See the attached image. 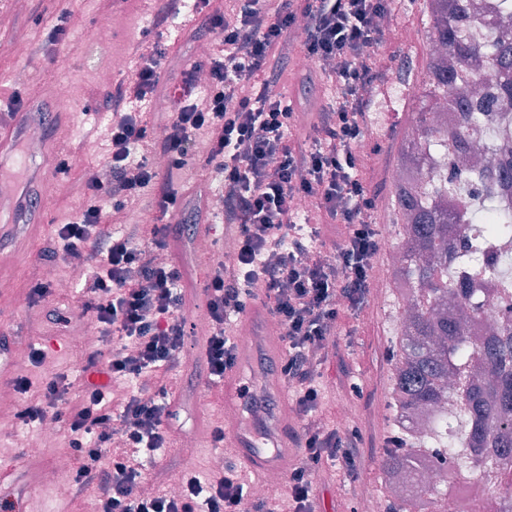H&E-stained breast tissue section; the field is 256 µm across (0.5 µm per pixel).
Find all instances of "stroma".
Wrapping results in <instances>:
<instances>
[{
    "label": "stroma",
    "mask_w": 512,
    "mask_h": 512,
    "mask_svg": "<svg viewBox=\"0 0 512 512\" xmlns=\"http://www.w3.org/2000/svg\"><path fill=\"white\" fill-rule=\"evenodd\" d=\"M163 0H7V8L14 16L12 28L0 32V110L5 109L11 90L23 97H35L46 102L54 100L55 74L53 63L56 53L48 42L51 28L61 14L69 16L72 57L71 83L77 101H84L86 91L98 82L97 73L105 64L108 54L129 55L132 43L143 40L154 12ZM394 27L408 31V40L388 39L384 51L393 53L392 68L386 81L378 85L377 96L368 98V138L372 148L367 153L364 176L371 185L376 200L375 222L383 242L392 245L400 238L401 226L395 205L391 170L398 165L406 143L411 140L420 99H403L398 95L413 69L427 64L428 32L426 28V0H395ZM110 26L112 42L107 54H93L92 40L102 26ZM208 31H195L191 19H183L171 33L169 56L166 62L161 98L172 99L180 81L182 69L197 59L196 46L210 41ZM22 41L39 46L38 54L19 59L8 50L10 43ZM46 124L55 125L53 144L83 142L84 147L71 159L68 177L56 180L57 195L50 209L51 219L44 224H23L0 239V250L11 251L15 262L0 266V337L16 340L20 336L32 337L45 352L41 363L18 362L8 347H0V388L11 386L18 377L28 378L33 388H40L57 376L75 377L71 363L68 338L72 333L94 334V326L71 320L58 323L55 313L61 304L76 301L75 292L58 293L39 304H31L27 294L28 275L33 266L53 264L59 275L70 272V264L60 258L43 259L58 225L67 223L79 210L82 198L76 184L89 167L98 164L107 150L106 116H87L75 111L63 118L45 113ZM184 224L179 240L172 248L177 262L184 267L189 282L184 295L187 301L185 316L193 331L188 345L202 352L205 337L194 329L195 323L205 317L203 304L197 297L208 275L188 264V251L198 239L192 210L181 216ZM372 301L359 319L348 321L344 335L338 336L336 345L322 369V383L326 391L323 412L328 421H336L341 410L352 413L349 431L358 435L363 465L371 470V484L354 488L343 487L342 476L324 474L317 484L322 512H357L362 500H369L372 512H386L389 493L382 467V455L388 446L394 425L390 413L375 414L373 406L379 395L389 394L393 376L391 351L399 336L398 317L402 297L397 279L375 278L371 291ZM173 392L179 413L173 422V437L169 448L156 462L157 468L170 471L187 470L207 477L214 471L212 460L223 456V448L212 440L214 426L224 424L223 385L209 384L207 378L196 373L194 366L184 365L169 373L165 379ZM207 389L211 401L206 408L194 407L191 395L195 389ZM38 427L14 426L0 433V464L11 465L12 472L4 484L15 499L22 503L24 512H90L89 499H77L69 487L44 484L41 476L50 469L59 452L68 451L65 432H58L46 444L45 453L36 460L24 454L28 441L37 438ZM197 441L192 453L181 447L184 437Z\"/></svg>",
    "instance_id": "1"
}]
</instances>
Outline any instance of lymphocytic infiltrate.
I'll use <instances>...</instances> for the list:
<instances>
[{
	"label": "lymphocytic infiltrate",
	"instance_id": "obj_1",
	"mask_svg": "<svg viewBox=\"0 0 512 512\" xmlns=\"http://www.w3.org/2000/svg\"><path fill=\"white\" fill-rule=\"evenodd\" d=\"M185 6V0H166L152 21L159 37L141 52L139 67L100 93L99 107L109 118L105 163L111 181L84 182V207L59 225L49 248L53 256L77 257L88 267L78 302L103 347L88 355V378L80 387L61 375L35 392L27 378L15 379V390L32 395L17 418L28 424L50 417L64 426L74 451L72 484L77 492L92 491L94 512H240L247 501L254 512H319L316 471L328 464L352 482L361 465L354 434L318 414L320 369L347 314L367 302L382 249L358 147L369 132L366 91L389 72V56L375 47L394 24L393 3L196 0L212 49L184 72L182 82L192 92L177 99L159 137L137 106L164 77L162 35ZM293 35L334 89L304 140L289 134L295 101L279 89ZM202 71L209 83L198 92ZM201 146L206 165L223 181L224 218L238 227L234 257L219 263L205 285L203 372L210 382L223 381L237 362L231 324L246 301L262 305L279 326L280 379L292 393L301 451L285 494L273 499H255L232 465L212 478L184 474L176 496L140 492L143 453L168 442L172 410L164 377L179 363L186 336L180 269L144 259L167 250L178 231L170 218L179 192L162 180L154 159L161 155L168 165L184 166ZM145 195L156 223L119 234L103 223L104 209L122 213ZM323 224L342 225L339 238L320 241ZM118 379L134 381L135 390L113 398L110 383Z\"/></svg>",
	"mask_w": 512,
	"mask_h": 512
}]
</instances>
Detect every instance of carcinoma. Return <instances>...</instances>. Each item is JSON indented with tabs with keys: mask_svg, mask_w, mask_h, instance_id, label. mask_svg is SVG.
Instances as JSON below:
<instances>
[{
	"mask_svg": "<svg viewBox=\"0 0 512 512\" xmlns=\"http://www.w3.org/2000/svg\"><path fill=\"white\" fill-rule=\"evenodd\" d=\"M498 3L496 31L489 42L479 44L469 35L475 9L468 0H427L430 40L446 48L448 58L429 55L417 132L419 140L432 144L448 139V152L455 160L470 154V141L482 130L478 114L512 111V0ZM453 90L469 117L453 129H438L430 122V109ZM454 175L465 177L471 196L483 197L484 213H474L471 219H484L492 208L485 186L470 180L469 171L458 165ZM395 197L400 218L406 220L397 273L404 276L406 302L413 312L400 328L392 353L391 395L401 446L387 450L383 468L392 478L423 462L410 442L414 434L409 421L418 410L445 400L452 381L464 426L454 433V443H436L445 452L429 460L453 472L468 467L471 457L481 456L489 470L506 469L512 466V303L503 304L498 334L472 338L457 313L468 308L470 289L448 280V256L459 247L470 250L475 277L492 278L499 267L484 258L480 241L469 245L466 222H448L446 203L421 198L412 183L396 185Z\"/></svg>",
	"mask_w": 512,
	"mask_h": 512,
	"instance_id": "1",
	"label": "carcinoma"
}]
</instances>
